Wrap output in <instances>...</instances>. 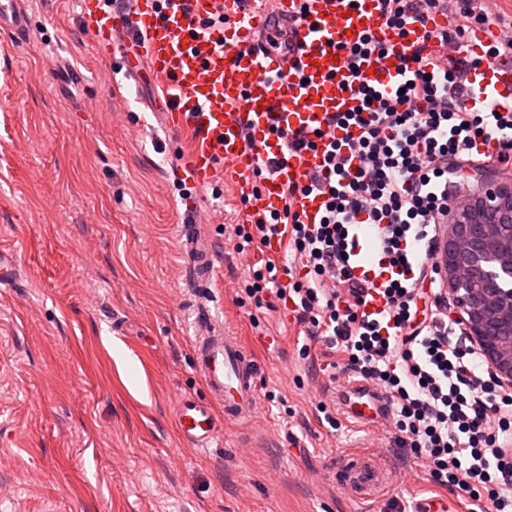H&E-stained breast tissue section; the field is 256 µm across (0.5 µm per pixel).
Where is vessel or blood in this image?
I'll return each mask as SVG.
<instances>
[{"label":"vessel or blood","mask_w":512,"mask_h":512,"mask_svg":"<svg viewBox=\"0 0 512 512\" xmlns=\"http://www.w3.org/2000/svg\"><path fill=\"white\" fill-rule=\"evenodd\" d=\"M77 5L82 27L103 59L134 76L135 58H146L150 72L163 83L168 125L192 136L187 170L193 183L204 186L223 176L245 200L247 224L286 208L300 223H318L323 195L300 194L296 188L321 170L327 146L347 135L331 127L330 118L358 105L344 85L348 69L337 58L340 47L367 39L384 47L383 55L358 62L376 89L389 90L409 80L407 59L420 49L464 75L460 103H481L499 112L512 108V59L467 67V59L483 54L490 39L477 25L467 49H451L440 39L450 26L444 9L395 29L382 19L377 0H132L126 10L106 8L105 0H77ZM216 12L227 17L224 27L201 26V19ZM27 27L21 0H0V29L22 42ZM290 136L312 145L284 157ZM274 158L281 161L275 173L256 182L255 171ZM353 234L352 272L372 287L367 311H381L388 275L378 263L373 232L359 224ZM183 235L196 280L207 282L209 239L196 224L184 225ZM19 276L16 255L1 249L0 287H14ZM197 328L193 359L206 393L201 398L178 394L174 417L181 442L205 452L222 445L225 424L255 416L259 385L253 349L243 337L204 307L198 310ZM336 407L347 422L372 433L391 404L382 389L350 379L337 391ZM382 478L366 451L358 452L339 476L358 501L368 500Z\"/></svg>","instance_id":"vessel-or-blood-1"}]
</instances>
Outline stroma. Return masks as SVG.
Wrapping results in <instances>:
<instances>
[{"instance_id":"obj_1","label":"stroma","mask_w":512,"mask_h":512,"mask_svg":"<svg viewBox=\"0 0 512 512\" xmlns=\"http://www.w3.org/2000/svg\"><path fill=\"white\" fill-rule=\"evenodd\" d=\"M24 5L26 42L0 32V249L23 278L0 288V512H377L429 497L458 512L384 431L389 483L361 504L337 488L368 437L321 423L302 327L234 292L268 261L224 249L243 202L223 181L187 183L190 136L167 127L159 83L101 61L76 0ZM54 59L74 73L60 87ZM190 201L213 218L203 291L182 234ZM203 294L275 395L206 453L181 444L173 416L176 393H205L193 363Z\"/></svg>"}]
</instances>
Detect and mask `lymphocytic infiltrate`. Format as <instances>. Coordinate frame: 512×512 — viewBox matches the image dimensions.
Wrapping results in <instances>:
<instances>
[{
	"label": "lymphocytic infiltrate",
	"instance_id": "1",
	"mask_svg": "<svg viewBox=\"0 0 512 512\" xmlns=\"http://www.w3.org/2000/svg\"><path fill=\"white\" fill-rule=\"evenodd\" d=\"M417 69L403 91L374 89L353 76L363 111L340 117L353 132L327 159L331 183L312 177L299 191L327 192L319 223L283 210L234 228L235 250L288 235V281L274 264L253 270L243 291L260 308L290 305L293 319L323 347L326 364L385 390L394 442L426 458L432 484L466 512H512V388L499 383L480 348L448 316V299L430 265L434 230L447 220L463 165L483 162L477 139L512 131V113L459 108L458 82L441 59L414 51ZM381 227L378 251L397 270L387 310L373 318L366 282L349 266L353 224Z\"/></svg>",
	"mask_w": 512,
	"mask_h": 512
}]
</instances>
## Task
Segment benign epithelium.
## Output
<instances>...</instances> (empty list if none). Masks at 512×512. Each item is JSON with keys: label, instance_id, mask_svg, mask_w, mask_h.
<instances>
[{"label": "benign epithelium", "instance_id": "benign-epithelium-1", "mask_svg": "<svg viewBox=\"0 0 512 512\" xmlns=\"http://www.w3.org/2000/svg\"><path fill=\"white\" fill-rule=\"evenodd\" d=\"M449 218L443 269L456 320L512 386V181L488 184Z\"/></svg>", "mask_w": 512, "mask_h": 512}]
</instances>
